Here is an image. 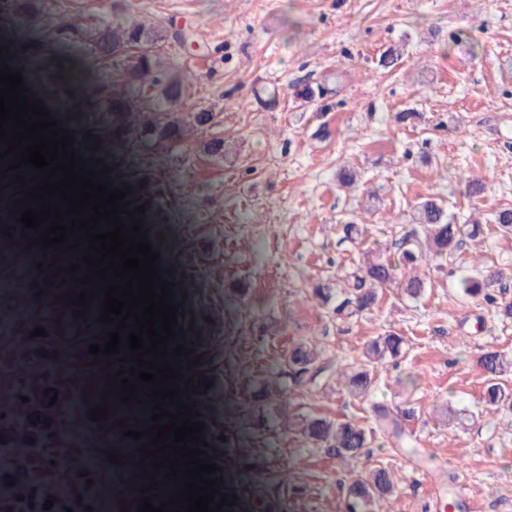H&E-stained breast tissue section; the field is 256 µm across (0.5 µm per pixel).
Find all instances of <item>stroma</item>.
Instances as JSON below:
<instances>
[{
	"label": "stroma",
	"mask_w": 512,
	"mask_h": 512,
	"mask_svg": "<svg viewBox=\"0 0 512 512\" xmlns=\"http://www.w3.org/2000/svg\"><path fill=\"white\" fill-rule=\"evenodd\" d=\"M13 20L43 43L59 83L101 84L85 127L119 185L147 204L158 252L194 242L174 274L184 327L207 390L196 409L236 506L222 512H346L348 469H387L396 486L371 512H446L434 483L462 485L469 512H512V408L486 409L480 357L500 353L512 392V321L462 293L463 277L493 275L492 295L512 300V232L492 222L512 208V0H8ZM462 40H450L454 31ZM184 32L189 47L175 35ZM399 64L379 67L389 46ZM323 95L302 98L304 88ZM420 113L400 123L399 112ZM357 169L355 188L336 170ZM486 184L465 193L468 179ZM379 190V202L367 193ZM443 199L458 223L478 219L482 241L416 268L426 288L400 283L374 309L336 317L319 281L342 279L370 251L391 256L413 237L416 205ZM356 221L361 239L344 240ZM23 327L7 363L38 368L26 401L4 412L31 427L24 470L59 478L92 512H114V474L92 456L61 453L57 420L75 398L64 380L95 383L108 356L35 336ZM392 331L401 354L379 363L363 401L336 379L366 343ZM301 342L319 357L304 384L284 363ZM57 382V397L45 381ZM412 410L402 425L416 454L377 431L373 405ZM354 421L374 432L352 465L303 441L300 418Z\"/></svg>",
	"instance_id": "stroma-1"
}]
</instances>
